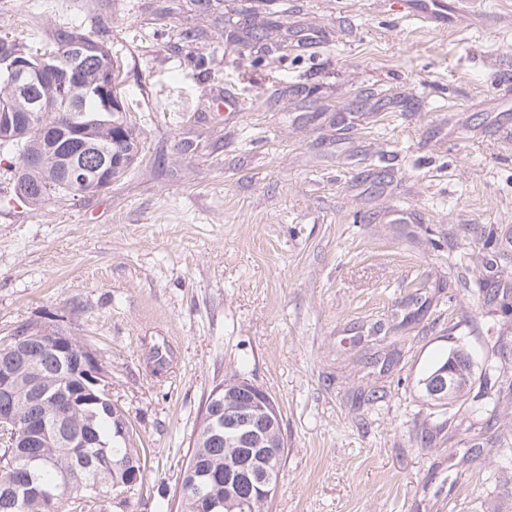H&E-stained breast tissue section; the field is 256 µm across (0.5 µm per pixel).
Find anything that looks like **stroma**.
I'll list each match as a JSON object with an SVG mask.
<instances>
[{
  "label": "stroma",
  "mask_w": 512,
  "mask_h": 512,
  "mask_svg": "<svg viewBox=\"0 0 512 512\" xmlns=\"http://www.w3.org/2000/svg\"><path fill=\"white\" fill-rule=\"evenodd\" d=\"M433 2L0 0L30 52L103 41L139 135L110 188L36 206L0 154V346L55 324L98 354L147 451L129 512L174 502L234 375L282 415L267 512H512V0ZM464 360L469 365H471V358L470 355L463 349L455 350L451 353L448 357L443 361L441 364H439L425 379L426 384L428 385V388L430 389V396L432 398H440L447 396L448 398L451 396V394L454 393V373L455 369L453 368V364L456 365V362L458 360ZM446 364H448L447 370H440L443 368ZM440 370V371H438ZM438 371V372H437ZM437 372V373H436ZM431 377V378H430ZM430 378V379H429ZM426 384H424V387L426 388ZM427 391V388L425 389ZM448 398L435 400L432 399L438 403L446 404L448 402Z\"/></svg>",
  "instance_id": "35a3bbf8"
}]
</instances>
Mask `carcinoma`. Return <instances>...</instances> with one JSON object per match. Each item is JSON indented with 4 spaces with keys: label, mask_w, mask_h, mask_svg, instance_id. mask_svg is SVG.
Here are the masks:
<instances>
[{
    "label": "carcinoma",
    "mask_w": 512,
    "mask_h": 512,
    "mask_svg": "<svg viewBox=\"0 0 512 512\" xmlns=\"http://www.w3.org/2000/svg\"><path fill=\"white\" fill-rule=\"evenodd\" d=\"M81 42L89 46L90 59L82 71V93L86 98L80 112V125L85 133L101 137L102 146L112 152V176L120 179L140 153L139 136L127 119L124 106L116 113L105 111L102 101L89 94L94 87L99 59L114 64L106 45L79 32L63 34L46 54L63 57L69 45ZM54 98L52 84L33 82L16 99L17 110L33 111L32 102L42 103ZM37 131L18 139H0V151L17 154L19 166L14 182L25 181L32 189L29 205L40 204L51 192L74 197L76 193L61 180L59 166L53 157L29 169L25 159L43 154V145L57 143L64 135L63 117L56 112L37 113ZM71 332L61 326L18 328L12 337H22L27 347L24 366L0 348V372L16 371L19 404L13 408L0 404V414L12 415L15 429L27 440L37 435L35 447L13 448L0 445V512H125L128 502L112 504L114 487L138 478L145 479L146 460L134 443V430L128 429V441L116 437L112 429V397L103 393L85 376L83 354L79 350L64 352L57 337ZM240 450L230 444L218 443L207 434L206 426L198 429L193 449L182 476L180 512H205V504L195 494V487L204 486L211 497L222 503L215 512H238V500L255 496L247 483L224 486V470L244 464ZM32 485L55 493L49 500L32 491L16 497L14 487Z\"/></svg>",
    "instance_id": "1"
}]
</instances>
